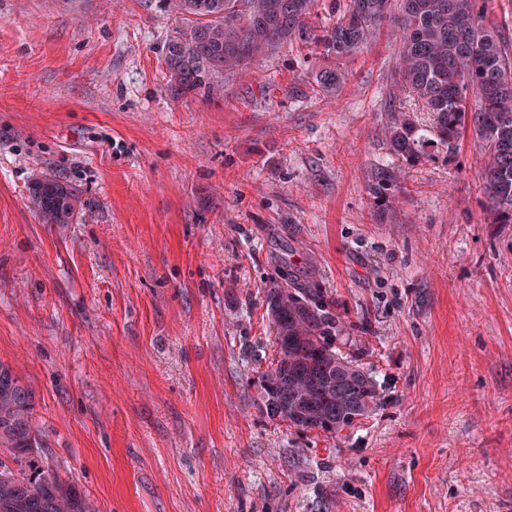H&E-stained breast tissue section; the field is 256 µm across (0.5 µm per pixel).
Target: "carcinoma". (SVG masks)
<instances>
[{"instance_id":"carcinoma-1","label":"carcinoma","mask_w":512,"mask_h":512,"mask_svg":"<svg viewBox=\"0 0 512 512\" xmlns=\"http://www.w3.org/2000/svg\"><path fill=\"white\" fill-rule=\"evenodd\" d=\"M181 24L166 39L168 90L178 97L224 91V73H246L269 52L294 40L323 48L315 71L324 93L345 80L336 60L364 48L376 27L398 14L400 90L422 102L432 127L392 111L390 152L407 165L452 153L466 133L484 150L481 190L491 224H512V42L487 20L486 0H349L332 25L312 27L320 0H162ZM475 101L469 108V101ZM400 170L384 167L371 194L387 202L400 189ZM31 197L44 224H69L79 198L60 181L32 182ZM276 353L262 372V410L301 431L337 434L368 416L378 391L372 377L333 351L327 337L336 317L311 281L287 277L266 294ZM34 395L0 363V448L29 478L0 512H86L87 497L66 481L46 483L38 460L22 453L34 429Z\"/></svg>"}]
</instances>
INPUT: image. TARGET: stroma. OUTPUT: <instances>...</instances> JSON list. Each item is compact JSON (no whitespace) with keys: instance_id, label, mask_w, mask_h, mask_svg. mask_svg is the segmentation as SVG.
Wrapping results in <instances>:
<instances>
[{"instance_id":"stroma-1","label":"stroma","mask_w":512,"mask_h":512,"mask_svg":"<svg viewBox=\"0 0 512 512\" xmlns=\"http://www.w3.org/2000/svg\"><path fill=\"white\" fill-rule=\"evenodd\" d=\"M177 24L161 0H0V362L34 393L40 466L95 512H506L512 224L486 221L479 145L389 152L392 107L431 122L397 94L393 22L335 94L300 41L181 98ZM45 176L71 223L40 222ZM289 271L377 382L337 435L260 409ZM400 169L393 167L380 168L378 171L375 183L371 187V194L375 199H382L387 202L395 195V191L401 188ZM29 191L42 223H71L80 201L67 185L46 177L32 182Z\"/></svg>"}]
</instances>
